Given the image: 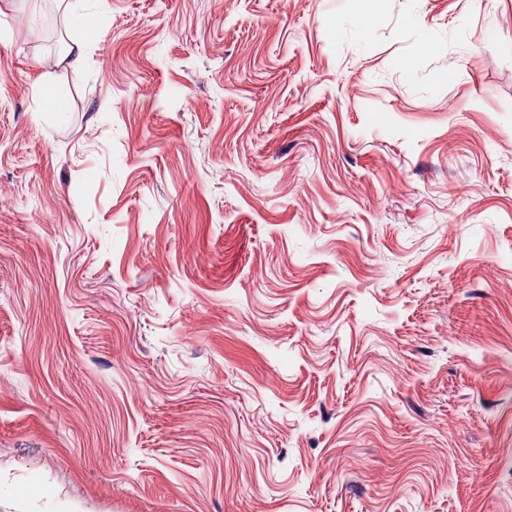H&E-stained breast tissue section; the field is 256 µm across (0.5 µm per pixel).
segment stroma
<instances>
[{"label":"stroma","instance_id":"35a3bbf8","mask_svg":"<svg viewBox=\"0 0 512 512\" xmlns=\"http://www.w3.org/2000/svg\"><path fill=\"white\" fill-rule=\"evenodd\" d=\"M82 7L0 0V512H512V0ZM352 2L360 34L366 36L383 13L386 0H352ZM81 36L75 38L65 54V60L70 59L69 64L72 67L80 66L85 58L90 45L94 42L93 33L96 28V19L93 15L85 12L77 17ZM39 86H38V108L36 112H62L65 111L66 106L64 107H51L48 104V101L50 98H55L57 100H54L55 106H60V101L63 102V99L61 98L56 85L53 83V81L46 75L43 74L40 78ZM59 100V101H58Z\"/></svg>","mask_w":512,"mask_h":512}]
</instances>
